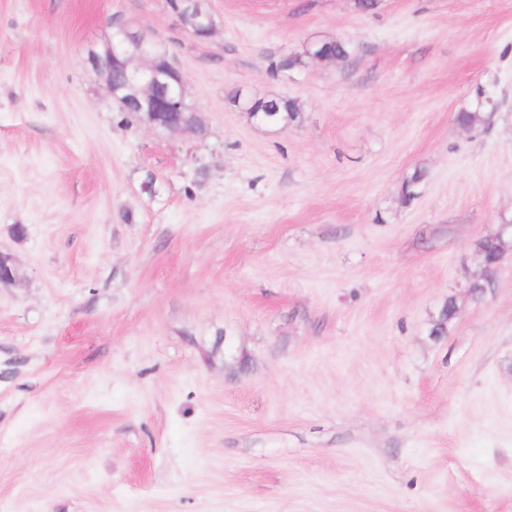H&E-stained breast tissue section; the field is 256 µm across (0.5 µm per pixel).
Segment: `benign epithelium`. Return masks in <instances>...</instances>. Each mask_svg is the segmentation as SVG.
<instances>
[{"mask_svg": "<svg viewBox=\"0 0 512 512\" xmlns=\"http://www.w3.org/2000/svg\"><path fill=\"white\" fill-rule=\"evenodd\" d=\"M112 34L108 50L112 56L109 67L102 66L100 55L87 58L91 66L121 110L135 112L144 124L169 131H195L200 121L174 116L185 106V80L172 59L137 57L128 53L132 42H142L145 35L125 21L111 22Z\"/></svg>", "mask_w": 512, "mask_h": 512, "instance_id": "7a95c632", "label": "benign epithelium"}]
</instances>
